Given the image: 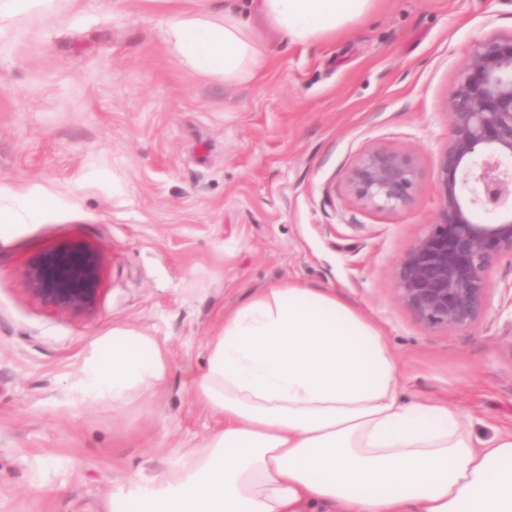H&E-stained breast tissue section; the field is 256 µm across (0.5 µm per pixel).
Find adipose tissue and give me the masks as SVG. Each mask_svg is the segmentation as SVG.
<instances>
[{
    "mask_svg": "<svg viewBox=\"0 0 512 512\" xmlns=\"http://www.w3.org/2000/svg\"><path fill=\"white\" fill-rule=\"evenodd\" d=\"M163 40L182 63L231 86L263 68L251 24L306 43L367 17L377 0H183ZM194 397L223 422L159 479L112 493V512H512V429L492 435L442 401H404L378 327L335 294L288 281L224 316ZM162 344L114 331L81 398L122 409L165 376Z\"/></svg>",
    "mask_w": 512,
    "mask_h": 512,
    "instance_id": "1",
    "label": "adipose tissue"
}]
</instances>
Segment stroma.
<instances>
[{
  "label": "stroma",
  "instance_id": "obj_1",
  "mask_svg": "<svg viewBox=\"0 0 512 512\" xmlns=\"http://www.w3.org/2000/svg\"><path fill=\"white\" fill-rule=\"evenodd\" d=\"M157 0H82L17 19L0 45V196L48 197L0 228V512H106L117 484L152 478L217 429L191 383L221 317L280 281L335 291L398 358L409 400L448 403L478 429L512 428V256L485 312L432 327L398 298L395 267L440 205L448 91L512 0H379L345 33H267L268 63L232 86L161 41ZM372 148L416 155L407 203L377 209L349 173ZM93 252L94 308L45 306L25 272ZM156 337L166 377L121 410L77 402L113 330Z\"/></svg>",
  "mask_w": 512,
  "mask_h": 512
}]
</instances>
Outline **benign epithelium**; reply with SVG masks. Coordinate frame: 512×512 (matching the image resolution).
Masks as SVG:
<instances>
[{
  "label": "benign epithelium",
  "mask_w": 512,
  "mask_h": 512,
  "mask_svg": "<svg viewBox=\"0 0 512 512\" xmlns=\"http://www.w3.org/2000/svg\"><path fill=\"white\" fill-rule=\"evenodd\" d=\"M448 100V144L436 168L440 209L400 258L395 280L399 300L427 325L461 329L475 326L485 311L494 260L512 254V168L502 164L512 159V37L480 42ZM418 177L413 153L373 148L349 179L360 199L396 210ZM475 210L508 216L477 223ZM26 277L53 308L87 310L98 293L97 263L84 251L50 255Z\"/></svg>",
  "instance_id": "7a95c632"
}]
</instances>
